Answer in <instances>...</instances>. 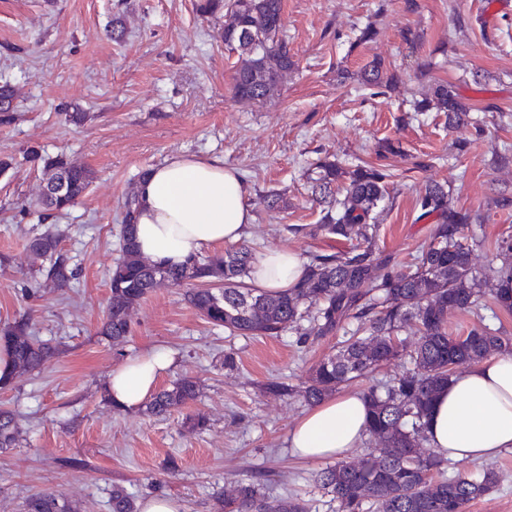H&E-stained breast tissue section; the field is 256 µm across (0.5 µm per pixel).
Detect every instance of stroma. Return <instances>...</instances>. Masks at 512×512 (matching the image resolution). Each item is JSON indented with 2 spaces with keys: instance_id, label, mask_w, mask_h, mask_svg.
<instances>
[{
  "instance_id": "35a3bbf8",
  "label": "stroma",
  "mask_w": 512,
  "mask_h": 512,
  "mask_svg": "<svg viewBox=\"0 0 512 512\" xmlns=\"http://www.w3.org/2000/svg\"><path fill=\"white\" fill-rule=\"evenodd\" d=\"M123 40H113L114 16ZM284 33L294 67L264 102L234 100L237 53L224 44V22L197 15L194 0H0V78L10 80L18 110L0 126V324L30 315L33 330L56 354L41 374L16 372L0 405L20 419L17 447L0 452V512H22L26 499L51 491L79 502L82 512H110L113 485L135 500L173 497L184 512H213L212 495L265 474L275 496L300 494L309 512H336L318 488L322 462L293 457L288 433L305 403L265 393L270 381L296 385L337 339L298 343L235 336L207 323L180 286L162 284L130 312L125 342L109 345L97 331L120 257L122 202L142 171L174 155L220 157L250 187L254 220L244 239L254 254L288 248L301 256L344 249L345 241L295 236L313 225L320 207L309 176L323 157L348 168L384 163L393 176L378 211L380 249L397 259L429 236L417 220L416 197L426 180L454 187L458 206L480 214L486 246L473 275L499 264L495 244L512 240V162L491 164L512 149V0H283ZM376 38L358 41L367 24ZM413 41H406V34ZM398 78L394 90L372 94L362 83L374 57ZM447 82L469 99L472 124L452 129L439 112H415L416 99ZM68 112L90 113L80 125ZM401 153L379 158L384 140ZM34 146L90 167L96 178L70 210L54 215L61 248L78 270L71 288L46 287L32 272L26 238L44 231L35 204L45 182L23 160ZM280 198L269 207L268 193ZM172 351L158 389L197 378L198 400L164 417L117 413L103 399L112 368L148 349ZM233 353L235 369L224 367ZM203 417L205 429L192 428ZM497 486L468 512H512V450L492 460Z\"/></svg>"
}]
</instances>
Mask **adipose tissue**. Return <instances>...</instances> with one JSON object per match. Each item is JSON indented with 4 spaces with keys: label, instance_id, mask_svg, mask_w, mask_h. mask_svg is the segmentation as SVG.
<instances>
[{
    "label": "adipose tissue",
    "instance_id": "adipose-tissue-1",
    "mask_svg": "<svg viewBox=\"0 0 512 512\" xmlns=\"http://www.w3.org/2000/svg\"><path fill=\"white\" fill-rule=\"evenodd\" d=\"M137 195L138 250L164 265H181L207 248L241 241L253 219L248 184L217 157L174 156L148 171ZM304 273L297 252L274 249L254 263L248 282L276 295L294 287ZM173 361L170 351L156 348L127 358L106 379L109 402L137 410ZM369 417L361 395L330 397L298 419L288 446L305 460L346 457L366 437ZM427 427L435 452L454 462L481 463L512 450V352L453 376L436 394Z\"/></svg>",
    "mask_w": 512,
    "mask_h": 512
}]
</instances>
